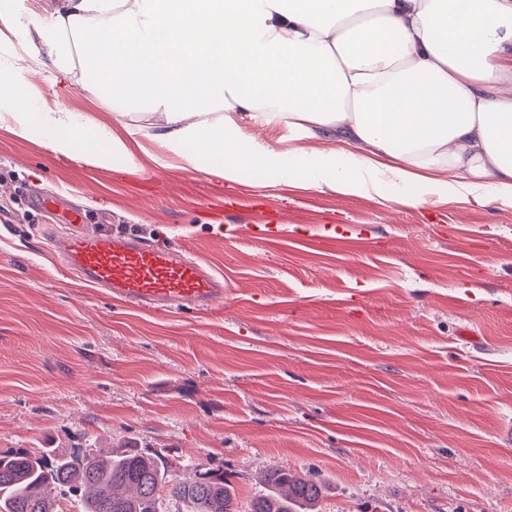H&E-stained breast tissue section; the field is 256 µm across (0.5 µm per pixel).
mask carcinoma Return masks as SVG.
Masks as SVG:
<instances>
[{
	"mask_svg": "<svg viewBox=\"0 0 512 512\" xmlns=\"http://www.w3.org/2000/svg\"><path fill=\"white\" fill-rule=\"evenodd\" d=\"M169 471L167 459L135 450L104 458L92 450L71 457L0 452V512H57L51 486L80 497L82 512H160L163 493L189 512H240L224 473L207 470L186 484ZM267 483L270 492L251 501L249 512H314L321 495L317 482L288 470L270 474Z\"/></svg>",
	"mask_w": 512,
	"mask_h": 512,
	"instance_id": "1",
	"label": "carcinoma"
}]
</instances>
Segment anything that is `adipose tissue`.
Instances as JSON below:
<instances>
[{
  "mask_svg": "<svg viewBox=\"0 0 512 512\" xmlns=\"http://www.w3.org/2000/svg\"><path fill=\"white\" fill-rule=\"evenodd\" d=\"M0 127L52 152L138 163L152 138L198 166L401 206L512 207V0H29ZM108 99L123 134L42 100L38 81ZM288 125L321 150L241 133Z\"/></svg>",
  "mask_w": 512,
  "mask_h": 512,
  "instance_id": "adipose-tissue-1",
  "label": "adipose tissue"
}]
</instances>
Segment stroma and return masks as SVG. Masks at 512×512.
Instances as JSON below:
<instances>
[{
    "mask_svg": "<svg viewBox=\"0 0 512 512\" xmlns=\"http://www.w3.org/2000/svg\"><path fill=\"white\" fill-rule=\"evenodd\" d=\"M45 98L112 124L80 88L42 85L29 111ZM140 143L129 172L0 130V451L135 447L187 483L223 470L244 506L288 469L320 484L319 512H512L511 207L228 181ZM33 191L186 251L223 299L151 313L85 286ZM260 218L287 240L246 232Z\"/></svg>",
    "mask_w": 512,
    "mask_h": 512,
    "instance_id": "35a3bbf8",
    "label": "stroma"
}]
</instances>
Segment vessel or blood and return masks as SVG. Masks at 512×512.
<instances>
[{
    "label": "vessel or blood",
    "mask_w": 512,
    "mask_h": 512,
    "mask_svg": "<svg viewBox=\"0 0 512 512\" xmlns=\"http://www.w3.org/2000/svg\"><path fill=\"white\" fill-rule=\"evenodd\" d=\"M49 247L80 282L146 311L205 310L224 296L223 276L181 250L90 227L76 211Z\"/></svg>",
    "instance_id": "vessel-or-blood-1"
}]
</instances>
